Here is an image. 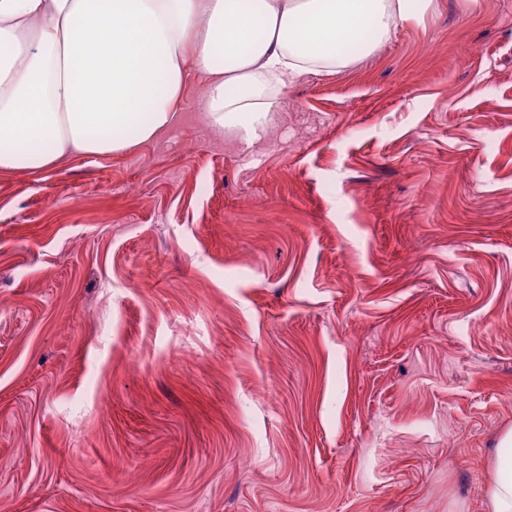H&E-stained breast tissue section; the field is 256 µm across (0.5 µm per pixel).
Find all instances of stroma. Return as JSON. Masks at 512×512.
I'll use <instances>...</instances> for the list:
<instances>
[{"instance_id":"1","label":"stroma","mask_w":512,"mask_h":512,"mask_svg":"<svg viewBox=\"0 0 512 512\" xmlns=\"http://www.w3.org/2000/svg\"><path fill=\"white\" fill-rule=\"evenodd\" d=\"M0 171V512H486L512 430V0Z\"/></svg>"}]
</instances>
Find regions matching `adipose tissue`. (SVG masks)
I'll list each match as a JSON object with an SVG mask.
<instances>
[{"mask_svg": "<svg viewBox=\"0 0 512 512\" xmlns=\"http://www.w3.org/2000/svg\"><path fill=\"white\" fill-rule=\"evenodd\" d=\"M431 0H0V170L128 152L176 125L189 73L243 147L268 133L289 80L372 56ZM39 142L22 152L21 144ZM489 512H512V432Z\"/></svg>", "mask_w": 512, "mask_h": 512, "instance_id": "1", "label": "adipose tissue"}]
</instances>
